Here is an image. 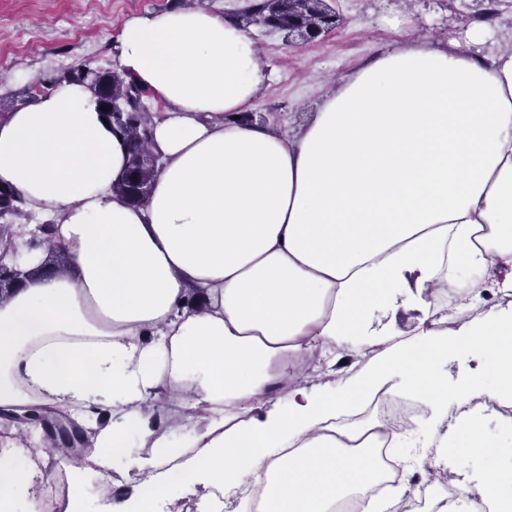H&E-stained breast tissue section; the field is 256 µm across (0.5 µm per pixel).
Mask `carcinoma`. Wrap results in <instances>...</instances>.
I'll use <instances>...</instances> for the list:
<instances>
[{"label":"carcinoma","mask_w":512,"mask_h":512,"mask_svg":"<svg viewBox=\"0 0 512 512\" xmlns=\"http://www.w3.org/2000/svg\"><path fill=\"white\" fill-rule=\"evenodd\" d=\"M247 22L270 23L285 37L302 32L312 38L336 28L337 17L323 0H254L244 12ZM78 83L85 86L97 105L107 107L106 116L113 128L127 140L130 165L113 190L130 204H143L159 172L160 156L150 148L152 117L145 102V90L134 79L119 70L95 71L88 68L62 73L54 83ZM22 196L11 188H0V217L22 216ZM66 255L59 247L49 250L43 267L25 270L17 279L0 276V299L25 281L45 277L65 269Z\"/></svg>","instance_id":"1"}]
</instances>
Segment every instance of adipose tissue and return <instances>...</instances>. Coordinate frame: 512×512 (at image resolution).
Instances as JSON below:
<instances>
[{"mask_svg":"<svg viewBox=\"0 0 512 512\" xmlns=\"http://www.w3.org/2000/svg\"><path fill=\"white\" fill-rule=\"evenodd\" d=\"M119 68L164 112L151 149L163 160L143 205L113 186L128 163L123 135L83 85L62 83L0 117V185L48 215L64 271L0 299V512L34 498L37 466L59 462L66 500L47 512H161L174 496L198 512H392L438 478L450 457L485 462L481 480L440 512H512V480L491 459L504 448L466 406L512 401V303L437 327L442 292L512 289V33L479 56L402 34L340 78L297 132L240 122L266 74L235 20L200 9L127 19ZM412 306V336L367 327V308ZM479 368L449 381L452 350ZM356 352L342 377L325 359ZM323 389L295 387L305 361ZM425 404L431 440L381 476L370 441L380 422L337 421L379 391ZM182 420L154 427L158 397ZM45 405L87 432L80 458L15 415ZM202 416L193 440L171 436ZM138 446H131L130 437ZM121 461L129 489L98 480Z\"/></svg>","mask_w":512,"mask_h":512,"instance_id":"obj_1","label":"adipose tissue"}]
</instances>
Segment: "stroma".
<instances>
[{
  "label": "stroma",
  "mask_w": 512,
  "mask_h": 512,
  "mask_svg": "<svg viewBox=\"0 0 512 512\" xmlns=\"http://www.w3.org/2000/svg\"><path fill=\"white\" fill-rule=\"evenodd\" d=\"M335 7L341 25L314 42L291 43L247 26L267 75L249 107L257 124L300 128L334 81L396 41L404 27L474 54L490 46L470 43L471 27L512 30V0H337ZM173 8L172 0H0V115L32 103L63 71L117 70L122 22ZM394 16L400 27L390 25Z\"/></svg>",
  "instance_id": "35a3bbf8"
}]
</instances>
